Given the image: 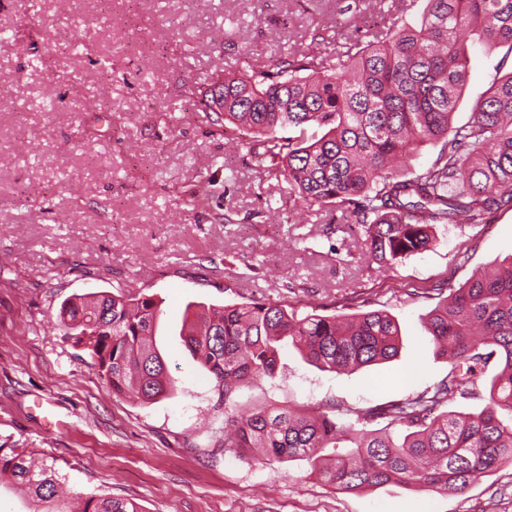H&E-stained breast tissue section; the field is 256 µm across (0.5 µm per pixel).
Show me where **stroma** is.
I'll return each mask as SVG.
<instances>
[{"mask_svg":"<svg viewBox=\"0 0 512 512\" xmlns=\"http://www.w3.org/2000/svg\"><path fill=\"white\" fill-rule=\"evenodd\" d=\"M426 0H0V37L27 23L55 33L0 40V445L27 448L77 495L139 512H512V467L463 493L396 485L341 493L306 462L224 446V397L179 335L187 305L254 299L331 314L360 293L400 325L397 358L322 371L292 346L275 378L233 396L240 413L367 408L445 376L422 288L459 286L512 256V209L437 229V243L393 268L371 263L339 216L307 208L261 177L248 145L194 113L216 69L236 74L297 52H332ZM455 123L499 71L505 50L475 44ZM56 111H48V103ZM212 187L207 209L185 199ZM229 215L231 223L220 220ZM161 299L156 345L174 381L142 404L113 395L57 322L79 294Z\"/></svg>","mask_w":512,"mask_h":512,"instance_id":"35a3bbf8","label":"stroma"}]
</instances>
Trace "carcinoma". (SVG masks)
<instances>
[{"mask_svg":"<svg viewBox=\"0 0 512 512\" xmlns=\"http://www.w3.org/2000/svg\"><path fill=\"white\" fill-rule=\"evenodd\" d=\"M464 34L512 55V0H427L417 24L393 22L321 59L294 54L242 76L218 71L201 91V110L248 138L262 171L283 179L301 204L352 218L372 261L390 268L436 245L439 225L482 224L492 208L512 209V71L465 123H453L468 68ZM308 125L321 137L304 136ZM427 143L440 146L436 157L411 170V155ZM422 295L437 299L424 328L450 370L405 399L346 408L342 419L277 406L236 415L232 395L275 377L284 341L322 371L392 360L401 331L386 310H363L366 300L353 293L347 302L356 312L348 314L252 301L185 317V346L224 392V447L303 460L342 493L390 483L462 493L512 466V263ZM161 304L152 295L93 292L62 304L58 318L113 394L150 403L173 388L155 341ZM495 356L498 372L486 382ZM458 400L485 405L449 409ZM374 422L384 426L368 428ZM0 478L42 512H67L56 504L65 477L26 449L0 445ZM79 512L138 510L91 494Z\"/></svg>","mask_w":512,"mask_h":512,"instance_id":"obj_1","label":"carcinoma"}]
</instances>
